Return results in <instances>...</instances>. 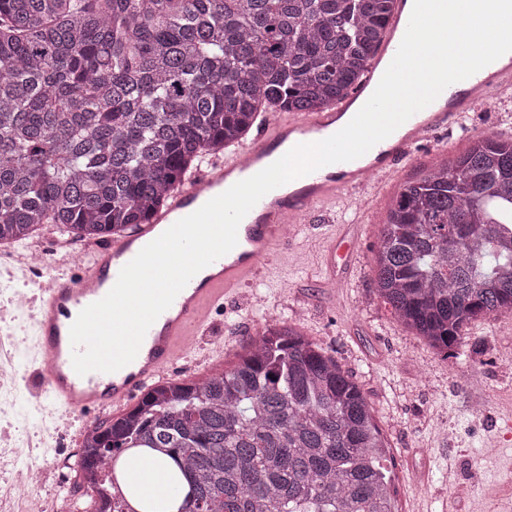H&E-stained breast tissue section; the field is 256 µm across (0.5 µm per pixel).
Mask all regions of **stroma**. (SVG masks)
Returning <instances> with one entry per match:
<instances>
[{
  "mask_svg": "<svg viewBox=\"0 0 512 512\" xmlns=\"http://www.w3.org/2000/svg\"><path fill=\"white\" fill-rule=\"evenodd\" d=\"M512 139V98L489 92L471 112L433 134L391 177L371 181L348 202L319 208L265 265L253 283L211 309L210 330L179 359L174 379L230 369L271 320L297 325L358 385L374 410L393 455L389 466L398 512H512V435L502 429L512 410V315L472 322L462 347L446 355L399 322L375 289L374 252L393 197L440 158H453L478 138ZM336 227L332 253L314 247L320 227ZM40 249L92 251L93 243L47 224L29 238L0 243V252ZM21 273L0 264V334L13 343L15 381L0 385V411L10 445L29 448L31 460L0 464V482L28 463L45 465L42 485L16 502V512H88L90 499L74 469L58 481L53 464L63 450L80 448L85 415L59 412L40 395L43 377L33 360L36 305L16 307V291L29 289Z\"/></svg>",
  "mask_w": 512,
  "mask_h": 512,
  "instance_id": "obj_1",
  "label": "stroma"
}]
</instances>
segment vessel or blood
Listing matches in <instances>:
<instances>
[{
	"label": "vessel or blood",
	"instance_id": "vessel-or-blood-1",
	"mask_svg": "<svg viewBox=\"0 0 512 512\" xmlns=\"http://www.w3.org/2000/svg\"><path fill=\"white\" fill-rule=\"evenodd\" d=\"M407 2L398 0L390 20L392 34L368 65L356 97L372 95L382 71L394 59L411 16ZM509 78L512 61L505 65L490 63L486 70L447 86L443 104H429L407 119L398 139L386 138L375 144L369 151L368 163L354 159L329 164L299 177V189L288 196L266 193L244 218L248 249H232L211 263L212 274L205 283L188 282L148 329L131 363L111 373L78 375L72 365L70 327L84 308L108 294L137 249L223 193L228 177L242 181L260 172L262 162L282 143L290 140L300 145L326 139L329 129L336 125L337 112L278 116L251 141L241 143L232 153L215 157L206 169L195 173L173 193L168 208L150 223L135 227L122 238L97 244L80 277L49 276L47 286L40 290L36 327L38 358L52 401L82 414L106 410L143 392L150 381L165 374L195 344L209 309L223 300L226 292L251 283L260 268L274 258L276 247L286 239L284 224L288 218L305 221L317 206L352 195L370 178L387 177L421 142L448 128L456 117Z\"/></svg>",
	"mask_w": 512,
	"mask_h": 512
}]
</instances>
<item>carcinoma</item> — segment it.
<instances>
[{
	"label": "carcinoma",
	"instance_id": "1",
	"mask_svg": "<svg viewBox=\"0 0 512 512\" xmlns=\"http://www.w3.org/2000/svg\"><path fill=\"white\" fill-rule=\"evenodd\" d=\"M394 0H0V242L146 224L261 112H322L384 38ZM401 323L442 352L512 313V141L478 139L406 184L374 253ZM162 457L168 495L106 469ZM362 391L286 321L230 370L171 379L84 436L89 512H397Z\"/></svg>",
	"mask_w": 512,
	"mask_h": 512
}]
</instances>
